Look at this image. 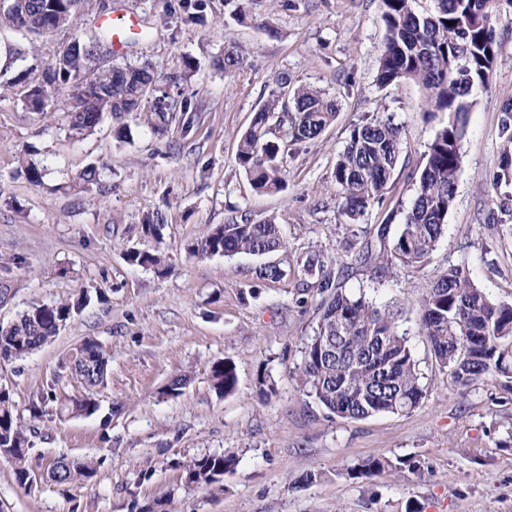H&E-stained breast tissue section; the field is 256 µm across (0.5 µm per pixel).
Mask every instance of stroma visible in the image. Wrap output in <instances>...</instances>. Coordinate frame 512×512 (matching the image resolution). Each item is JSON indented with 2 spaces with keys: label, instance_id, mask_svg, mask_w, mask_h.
Returning <instances> with one entry per match:
<instances>
[{
  "label": "stroma",
  "instance_id": "stroma-1",
  "mask_svg": "<svg viewBox=\"0 0 512 512\" xmlns=\"http://www.w3.org/2000/svg\"><path fill=\"white\" fill-rule=\"evenodd\" d=\"M135 12L145 31L115 60L151 64L176 77L185 100L163 132L145 112L124 122L104 117L72 136L64 112L69 88L47 87L45 115L23 102L25 85L71 40L72 30L35 35L0 25L14 87L0 88V280L11 286L0 324L29 306L87 294L84 309L35 352L0 362V389L28 428L29 486L0 459V512H149L168 500L173 512H512V394L497 384L458 390L434 365L412 294L451 264L468 265L479 288L512 303V176L495 179L503 147V107L512 102V0H501L494 26L498 53L488 90L472 95L456 197L447 230L422 269H382L415 197L427 144L448 120L424 109L412 80L381 85L385 40L381 0H112ZM248 57L225 75L227 43ZM23 59H13L15 49ZM324 93L336 116L319 138L290 146L281 160L287 187L257 193L235 161L239 139L267 98L272 80ZM393 116L402 129L396 168L379 203L358 221L342 215L334 167L355 125ZM43 167L29 183L25 162ZM100 180L81 184L86 167ZM165 219L162 241L144 237L147 215ZM274 219L286 242L265 255L199 259L188 244L239 216ZM158 250L166 275L130 265L128 251ZM323 256L346 291L404 307L407 332L427 396L415 409L347 420L323 408L298 380L304 346L323 299L304 263ZM276 265L278 280L261 279ZM108 361L103 384L89 389L71 373L85 339ZM234 362L237 387L213 388L214 362ZM274 386L261 395L259 375ZM179 395L164 389L177 376ZM44 398L32 418L33 396ZM95 399L94 413L66 405ZM235 455L219 483L186 487L179 462ZM94 461L82 486L48 475L59 457ZM387 457L397 470L351 480L347 468ZM314 474L305 482L306 474Z\"/></svg>",
  "mask_w": 512,
  "mask_h": 512
}]
</instances>
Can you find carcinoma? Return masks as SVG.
<instances>
[{
	"label": "carcinoma",
	"mask_w": 512,
	"mask_h": 512,
	"mask_svg": "<svg viewBox=\"0 0 512 512\" xmlns=\"http://www.w3.org/2000/svg\"><path fill=\"white\" fill-rule=\"evenodd\" d=\"M80 0H3L0 19L20 29L17 19L24 14L29 27L42 23L46 13L58 17L60 27H73ZM419 0H382L386 36L379 58L378 81L390 84L411 79L425 90L431 112L448 113V122L428 144L425 164L417 181L415 198L398 236L386 250L390 265L420 268L447 229L461 169V142L466 133V115L471 95L488 88L497 63L492 35L498 21L495 0H431L429 9H418ZM452 25H447V22ZM247 63L239 46L224 49L222 68L232 75ZM93 68L91 56L77 53L53 82L73 90L76 82ZM155 77L149 64H115L96 74L93 87L86 88L89 111L69 122L77 135L92 131L109 115L120 121L137 112L144 98V85ZM178 101L165 105L153 100L148 125L162 131L177 115ZM505 139L499 158L503 174L512 171V104L504 108ZM336 113L335 104L322 93L288 82L279 75L273 89L254 114L236 151V162L255 190L275 193L285 187L279 154L288 144L317 138ZM401 130L390 117L376 118L354 126L339 153L334 169L341 213L355 220L382 198L397 164ZM142 232L162 238L164 218L155 213L144 219ZM285 247L274 221L220 224L188 245L198 258L240 253L263 255ZM129 264L151 266L163 275L167 267L160 255L148 250L127 252ZM320 276V289L329 292L320 305L314 335L305 343L299 381L306 393L324 408L345 419H365L377 414L399 415L417 407L426 397L422 374L406 333L400 331L398 307H379L375 300L333 286L332 271L314 255L306 265ZM87 297L30 307L18 320L0 326V359L25 356L57 335L60 328L85 306ZM420 326L440 370L449 383L468 387L479 381L500 382L512 391V304L491 299L479 288L470 269L451 265L436 275L430 287L414 296ZM86 386L102 384L107 361L96 341L88 339L78 348L73 367ZM213 388L220 395L232 393L237 374L232 362L212 366ZM29 440L24 426L14 415L13 402L0 390V459L13 466L21 486L30 482L26 466ZM236 463L233 455L212 454L179 463L188 486L216 483ZM396 468L386 457L362 460L347 469L351 479H371ZM95 474V467L79 458L54 463L52 477L59 483L81 485Z\"/></svg>",
	"instance_id": "1"
}]
</instances>
